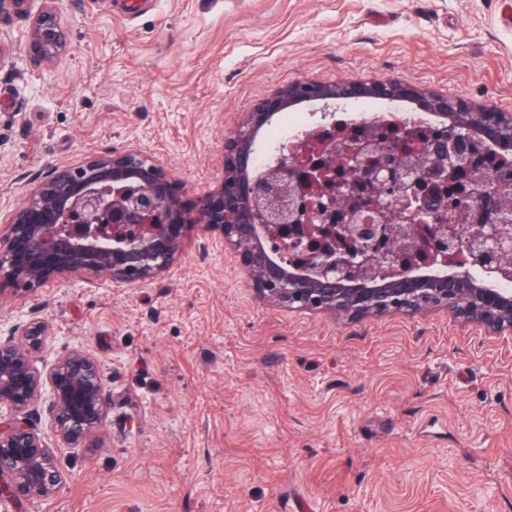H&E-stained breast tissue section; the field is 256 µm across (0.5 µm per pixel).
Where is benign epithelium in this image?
<instances>
[{"label":"benign epithelium","instance_id":"1","mask_svg":"<svg viewBox=\"0 0 512 512\" xmlns=\"http://www.w3.org/2000/svg\"><path fill=\"white\" fill-rule=\"evenodd\" d=\"M31 18L27 51L49 65L66 50L69 33L54 0ZM296 99L322 102L315 124L331 119L338 101L415 99L448 119L438 139L416 147L400 134L373 161L363 148L339 140L317 145L289 160L290 183L258 167L257 131ZM512 147V113L490 105L426 92L393 79L367 84L291 83L256 103L224 143V183L197 205L200 222L220 228L241 252L246 272L267 299L290 308L344 310L364 316L408 309L429 299L428 308L455 309L465 321L497 334L512 331V224L496 217L488 180L476 183L465 161L472 132ZM346 178L369 192L362 208L374 223L320 224V196ZM453 180L480 197L485 217L476 224H450L444 190ZM306 210L308 224L295 216ZM187 228L180 190L167 172L137 150L59 166L31 192L8 224L0 225V295L36 292L59 278L106 276L135 285L152 280L174 263ZM480 267L477 278L469 268ZM43 321L15 325L0 336V407L15 418L0 421V499H47L62 482L53 450L33 417L45 412L64 448H94L112 407L103 365L73 348L47 370L32 352L48 338Z\"/></svg>","mask_w":512,"mask_h":512}]
</instances>
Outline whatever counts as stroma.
Instances as JSON below:
<instances>
[{
    "label": "stroma",
    "mask_w": 512,
    "mask_h": 512,
    "mask_svg": "<svg viewBox=\"0 0 512 512\" xmlns=\"http://www.w3.org/2000/svg\"><path fill=\"white\" fill-rule=\"evenodd\" d=\"M56 0L49 66L30 17L0 21V225L53 168L130 149L186 204L224 141L296 81L394 79L512 113V0ZM39 318L38 367L75 347L106 372L99 447L58 448L47 500L0 512H512V333L444 308L366 317L261 297L220 229L190 224L158 278L0 297ZM68 41V30L61 25L51 6H46L31 18L26 47L36 63H53L65 52Z\"/></svg>",
    "instance_id": "obj_1"
}]
</instances>
